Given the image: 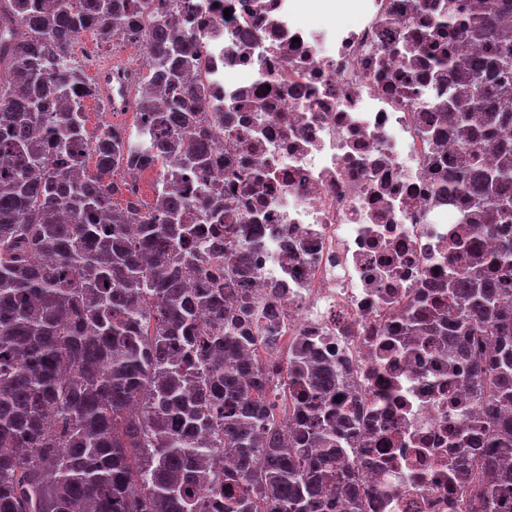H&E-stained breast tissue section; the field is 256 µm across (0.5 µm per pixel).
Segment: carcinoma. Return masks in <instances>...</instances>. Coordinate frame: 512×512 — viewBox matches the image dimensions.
Listing matches in <instances>:
<instances>
[{
  "instance_id": "carcinoma-1",
  "label": "carcinoma",
  "mask_w": 512,
  "mask_h": 512,
  "mask_svg": "<svg viewBox=\"0 0 512 512\" xmlns=\"http://www.w3.org/2000/svg\"><path fill=\"white\" fill-rule=\"evenodd\" d=\"M437 28L481 53L454 61L451 125L472 141L448 171L460 218L494 238L488 254L456 245L448 278L404 315L405 335L440 337L448 368L468 369L466 432L448 468L469 512H512V0H445ZM169 0H5L0 4V512H362L345 449L367 430L356 403H336L335 369L300 349L280 384L250 352L267 311L228 277L236 237L189 224L182 175L205 171L211 125L193 111L197 52ZM140 35L155 76L137 86L133 143L91 135L81 101L98 96L67 52L84 30ZM494 150L495 161H483ZM177 157L153 205L114 201L117 169L135 176ZM94 170H89V160ZM497 349L479 351L482 340ZM296 387L307 419L272 417Z\"/></svg>"
}]
</instances>
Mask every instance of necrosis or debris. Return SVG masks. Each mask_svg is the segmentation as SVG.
<instances>
[{"label":"necrosis or debris","mask_w":512,"mask_h":512,"mask_svg":"<svg viewBox=\"0 0 512 512\" xmlns=\"http://www.w3.org/2000/svg\"><path fill=\"white\" fill-rule=\"evenodd\" d=\"M306 0H185L199 44L194 109L215 132L207 183L250 242L240 273L274 313L282 373L308 344L347 377L362 415L390 420L357 458L363 512H463L448 484L451 404L465 373L406 345L402 315L448 276L465 238L442 178L461 136L416 93L441 85L423 48L478 46L434 30L427 0H353L349 22L304 26Z\"/></svg>","instance_id":"4bbe7bcc"}]
</instances>
